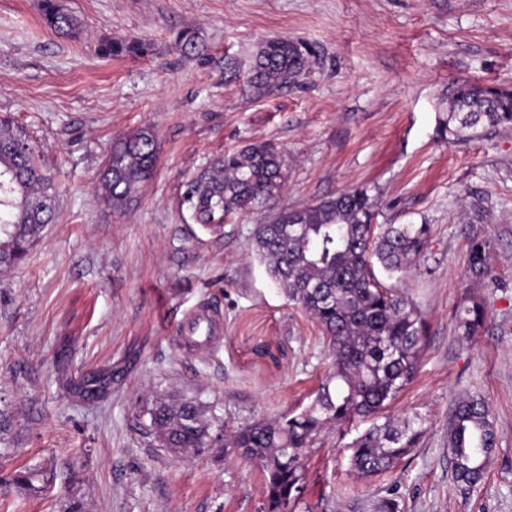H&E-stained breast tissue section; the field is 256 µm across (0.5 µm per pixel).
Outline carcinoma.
Returning <instances> with one entry per match:
<instances>
[{"label":"carcinoma","instance_id":"cac0c4a2","mask_svg":"<svg viewBox=\"0 0 512 512\" xmlns=\"http://www.w3.org/2000/svg\"><path fill=\"white\" fill-rule=\"evenodd\" d=\"M42 17L56 34L75 38L80 19L57 0H42ZM199 36L181 32L176 45L186 54L198 48ZM137 41L104 38L98 54L104 58L141 53ZM310 47L273 37L259 44L250 92L262 94L282 88L311 72ZM444 130L457 138L474 139L488 129L512 125V90L463 82L452 94ZM154 132L142 128L118 138L106 161L102 186L115 209L135 200L155 170ZM284 182L281 152L270 143L251 144L227 153L184 184L181 205L189 218L205 230H217L234 212L272 209ZM54 187L26 130L9 113L0 115V266L10 268L27 255L54 209ZM374 204L363 190L336 196L301 208L283 207L256 226L255 256L279 292L318 323L329 343L331 365L313 402L298 413L272 420L247 422L232 430L225 446L256 463L264 485L265 512H287L301 499L305 459L328 426L356 419H374L350 446V463L360 475L372 476L394 467L421 436L419 416H384L392 400L411 382L425 336V323L405 295L385 288L375 266L393 275L404 271L427 248L426 224L377 226ZM489 244L469 243L467 270L480 279L491 275ZM484 321L474 303L456 315L458 331L476 334ZM72 396L82 395L89 382L62 375ZM145 428L162 448L176 455L197 454L221 438L215 417L194 396L156 399L142 404ZM495 446V435L484 400L463 399L448 425V450L455 480L476 486ZM15 484L35 493L48 484L37 468L14 476Z\"/></svg>","mask_w":512,"mask_h":512}]
</instances>
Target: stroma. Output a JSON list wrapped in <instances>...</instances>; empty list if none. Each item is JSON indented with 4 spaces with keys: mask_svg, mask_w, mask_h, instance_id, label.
<instances>
[{
    "mask_svg": "<svg viewBox=\"0 0 512 512\" xmlns=\"http://www.w3.org/2000/svg\"><path fill=\"white\" fill-rule=\"evenodd\" d=\"M84 22L56 35L41 0H0V113L15 116L54 178L56 212L25 262L0 271V512H264L262 474L216 442L178 458L145 430L139 403L199 395L226 429L311 403L331 361L321 327L288 306L255 258L260 213L212 234L183 216L184 182L215 158L269 142L284 158L281 202L302 207L364 190L379 224H426L404 272H379L418 307L426 336L394 415L419 414L415 448L387 473L349 465L357 421L325 429L305 463L296 512H512V127L461 140L442 130L452 83L512 90V0H62ZM200 37L198 53L175 44ZM313 46L299 83L244 91L260 42ZM142 54L104 59L102 38ZM149 127L157 167L121 211L99 184L118 136ZM490 244L492 274L468 278L470 238ZM485 324L456 328L467 300ZM220 313L210 351L179 345L192 308ZM111 368L112 394L81 403L61 386ZM484 399L497 442L480 484L457 483L448 422ZM43 467L28 494L15 471Z\"/></svg>",
    "mask_w": 512,
    "mask_h": 512,
    "instance_id": "1",
    "label": "stroma"
}]
</instances>
